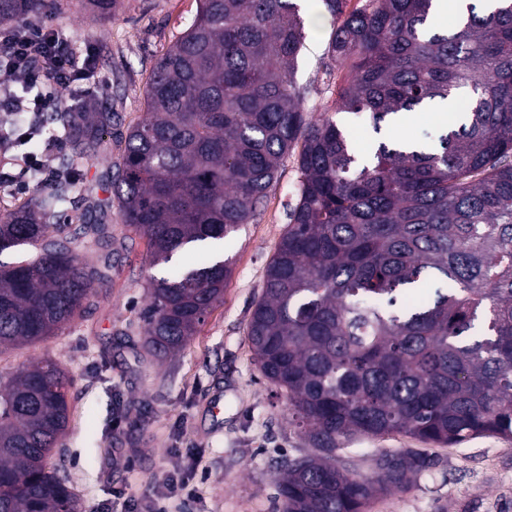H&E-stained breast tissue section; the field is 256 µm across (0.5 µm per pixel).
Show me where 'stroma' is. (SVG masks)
Segmentation results:
<instances>
[{
	"instance_id": "obj_1",
	"label": "stroma",
	"mask_w": 512,
	"mask_h": 512,
	"mask_svg": "<svg viewBox=\"0 0 512 512\" xmlns=\"http://www.w3.org/2000/svg\"><path fill=\"white\" fill-rule=\"evenodd\" d=\"M48 23L74 50H97L103 89L87 95L88 109L113 113L112 133L92 160L74 156L66 135L52 147L37 143L44 178H54L58 159L73 155L76 187L64 207L79 225L88 181L97 196L111 190L100 179L121 157V137L147 112L145 90L151 69L196 13L197 0H118L110 16L85 12L81 0H57ZM306 40L295 80L305 89L309 119L335 116L366 150L376 135L347 113H335L336 83L322 64L332 25L320 0H303ZM24 147L0 141V215L31 206ZM300 173L286 156L255 216L242 226L227 252L230 276L222 300L176 356L161 361L144 347L138 312L147 302L151 270L143 240L121 253L107 293H95L80 318L62 333L0 355L17 368L43 359L74 377L68 393L69 424L54 450L84 512H123L134 498L150 512L158 484L172 476L185 481L190 498L176 512H277L276 466L310 447L288 422L282 393L259 372L247 340L254 302L265 268L283 235L287 207L296 198ZM405 434L356 441L340 463L371 475L378 448H414ZM439 463L416 476L402 492L374 499L370 512H512V439L481 436L455 448L428 446Z\"/></svg>"
}]
</instances>
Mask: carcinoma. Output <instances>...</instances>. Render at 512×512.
I'll return each mask as SVG.
<instances>
[{"label":"carcinoma","mask_w":512,"mask_h":512,"mask_svg":"<svg viewBox=\"0 0 512 512\" xmlns=\"http://www.w3.org/2000/svg\"><path fill=\"white\" fill-rule=\"evenodd\" d=\"M56 0H0V24ZM322 0L333 26L335 108L381 133L400 113L449 102L463 115L432 143L376 140L357 151L330 117L312 121L294 81L304 46L299 0H199L154 65L146 117L111 177L122 223L144 240L151 277L140 312L156 357L180 350L224 296L225 242L249 223L299 150L287 230L247 327L254 361L281 389L312 452L281 459L279 512H369L433 465L422 448L372 454L373 475L336 465L360 436L405 433L439 447L512 438V0L445 32L433 0ZM63 127L93 157L112 113L68 105L33 124ZM30 180L37 205L0 216V350L65 330L127 249L94 200L75 232L61 206L75 178ZM97 247L76 253L78 239ZM72 378L45 360L0 367V512H81L50 464Z\"/></svg>","instance_id":"carcinoma-1"}]
</instances>
